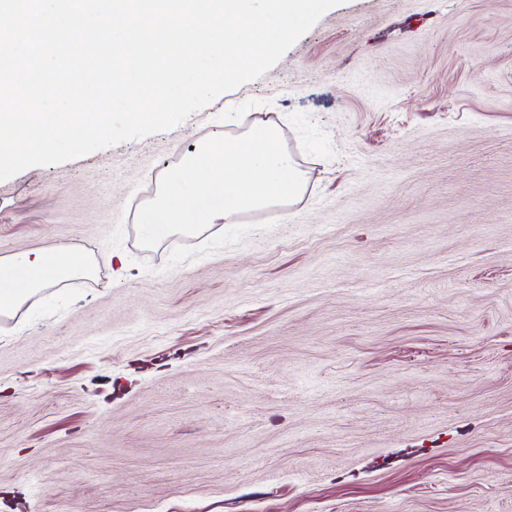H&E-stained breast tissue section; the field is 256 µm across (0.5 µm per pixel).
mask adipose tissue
<instances>
[{
  "mask_svg": "<svg viewBox=\"0 0 512 512\" xmlns=\"http://www.w3.org/2000/svg\"><path fill=\"white\" fill-rule=\"evenodd\" d=\"M92 266L74 246L20 252L0 260V311L7 313L52 281L91 275Z\"/></svg>",
  "mask_w": 512,
  "mask_h": 512,
  "instance_id": "adipose-tissue-1",
  "label": "adipose tissue"
}]
</instances>
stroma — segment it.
Here are the masks:
<instances>
[{"instance_id":"obj_1","label":"stroma","mask_w":512,"mask_h":512,"mask_svg":"<svg viewBox=\"0 0 512 512\" xmlns=\"http://www.w3.org/2000/svg\"><path fill=\"white\" fill-rule=\"evenodd\" d=\"M232 121H225V113ZM273 116L300 198L168 268L166 170ZM0 512H512V0H343L179 126L0 182ZM92 266L74 246L19 252L0 261V311L7 313L52 281L87 277Z\"/></svg>"}]
</instances>
